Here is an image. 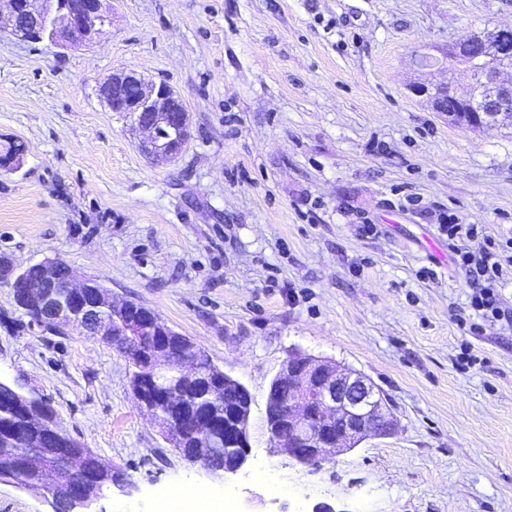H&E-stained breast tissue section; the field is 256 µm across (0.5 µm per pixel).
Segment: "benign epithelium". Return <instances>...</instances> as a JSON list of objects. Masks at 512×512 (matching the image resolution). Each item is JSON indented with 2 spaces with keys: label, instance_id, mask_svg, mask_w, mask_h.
Here are the masks:
<instances>
[{
  "label": "benign epithelium",
  "instance_id": "benign-epithelium-1",
  "mask_svg": "<svg viewBox=\"0 0 512 512\" xmlns=\"http://www.w3.org/2000/svg\"><path fill=\"white\" fill-rule=\"evenodd\" d=\"M12 16L9 33L27 42L40 39L42 27L57 31L51 43L66 47L77 36L91 44L102 29L112 23L111 0H84L82 9L70 11L63 0H6ZM512 31L501 29L494 38L474 32L454 43V51H463L472 88L486 90L483 110L474 112L471 96L453 92L446 84L418 82L412 91L426 98L435 112L454 122L482 128L499 120L512 121V81H502L493 58L512 56ZM131 82L137 89L135 98L125 97L119 86ZM101 95L114 112L132 115L138 130L147 133L141 151L150 157L172 158L178 154L188 135V113L174 91L164 83H147L133 71L112 73L100 87ZM42 274L43 286L29 287L26 270L14 268L0 257V278L12 288L14 301L28 312L32 325L43 330L65 333L83 329L103 342L123 340L127 336H150L147 349L140 354L144 376L137 379L135 399L144 411L154 415L144 401V389L182 412L179 422L203 432L207 447L181 448L186 461L199 464L211 472L237 473L247 460V429L253 402L250 391L229 375L203 386V395L218 402L228 384L237 386L241 404L224 411V430L215 428L207 416L187 412L183 388L187 382L200 381L198 360L190 342L179 344L171 355L167 337L172 330L150 309L131 311L127 304L100 285L94 289L95 301L84 296L92 282L76 281L72 270L59 259H44L34 264ZM279 386L288 387L290 398L266 402V425L276 451L302 464L315 465L329 456L353 450L368 436H385L392 430L393 419L382 391L362 373L343 368L328 360L305 354L288 357L275 378ZM23 420L41 431L51 444L42 447V456L51 461L52 470L38 482L18 479L26 463L0 470V482L13 483L23 489L39 490L52 512H92L102 498L101 483L123 488L128 479L113 471L92 450L66 440L56 417L50 416L46 400L15 393ZM95 464L97 478L75 480Z\"/></svg>",
  "mask_w": 512,
  "mask_h": 512
}]
</instances>
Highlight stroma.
I'll return each mask as SVG.
<instances>
[{"label": "stroma", "mask_w": 512, "mask_h": 512, "mask_svg": "<svg viewBox=\"0 0 512 512\" xmlns=\"http://www.w3.org/2000/svg\"><path fill=\"white\" fill-rule=\"evenodd\" d=\"M7 25L0 153L25 151L0 170V255L62 259L253 396L244 466L211 474L139 408L127 354L25 325L0 281V380L132 483L95 512H155L188 484L234 512H512V326L463 329L471 289L438 221L512 238V126L468 128L411 91L465 90L443 53L512 29V0H112L111 25L67 49ZM420 53L435 65L415 68ZM120 70L183 102L176 158L144 155L102 101ZM299 352L370 378L395 431L315 466L278 454L266 396Z\"/></svg>", "instance_id": "stroma-1"}]
</instances>
